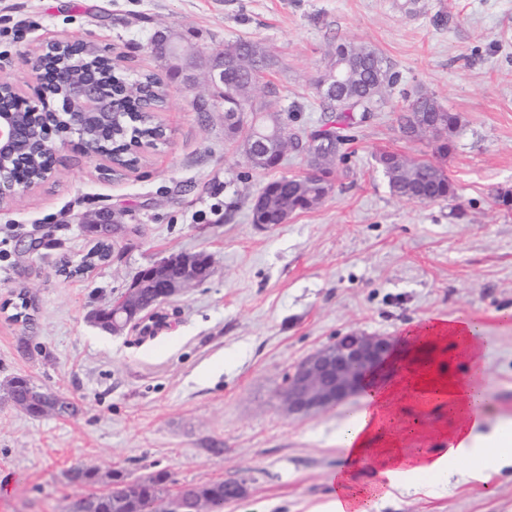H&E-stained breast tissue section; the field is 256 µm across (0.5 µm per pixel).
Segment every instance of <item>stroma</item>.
Wrapping results in <instances>:
<instances>
[{"instance_id":"35a3bbf8","label":"stroma","mask_w":512,"mask_h":512,"mask_svg":"<svg viewBox=\"0 0 512 512\" xmlns=\"http://www.w3.org/2000/svg\"><path fill=\"white\" fill-rule=\"evenodd\" d=\"M162 28L203 55L228 41L265 47L277 61L267 100L303 135L323 125L314 81L336 41L373 46L398 81L349 129L328 196L255 224L253 197L306 175L307 159L253 170L213 93L169 78L152 53ZM60 36L121 52L128 79H162L156 120L169 139L132 169L61 147L53 176L0 209V385L24 376L76 407L34 418L0 399V512H68L82 490L66 474L79 465L128 481L163 469L174 492L243 483L224 512H322L339 430L361 399L294 418L281 399L289 374L338 336L399 339L431 316L480 324L489 419L512 425V210L497 204L512 190V0H0V78L32 93L26 55ZM419 90L460 117L445 158L395 120ZM381 151L440 160L456 198L394 196ZM99 208L118 221L109 260L62 273L93 247L79 219ZM198 252L212 258L208 278L146 328L113 336L91 322L139 271ZM23 298L27 323L13 318ZM418 483L372 512H512V472L488 487L452 475L441 494Z\"/></svg>"}]
</instances>
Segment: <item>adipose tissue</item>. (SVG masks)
I'll return each mask as SVG.
<instances>
[{"instance_id": "1", "label": "adipose tissue", "mask_w": 512, "mask_h": 512, "mask_svg": "<svg viewBox=\"0 0 512 512\" xmlns=\"http://www.w3.org/2000/svg\"><path fill=\"white\" fill-rule=\"evenodd\" d=\"M481 328L475 322L432 317L409 333L408 351L417 371L411 377H386L366 382L363 406L339 433L342 463L331 476L335 490L324 512H367L371 497L394 489H409L420 476L442 482L450 469L467 465L469 480L488 485L505 468H512V436L502 428L484 433L489 409L484 388L441 367H434L429 352L450 344L456 356L480 364L484 347L477 342ZM410 401L418 408L432 403L446 406L451 425L439 434L404 427L397 407ZM369 464L378 480L359 482L354 464Z\"/></svg>"}]
</instances>
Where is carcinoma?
Wrapping results in <instances>:
<instances>
[{"instance_id":"1","label":"carcinoma","mask_w":512,"mask_h":512,"mask_svg":"<svg viewBox=\"0 0 512 512\" xmlns=\"http://www.w3.org/2000/svg\"><path fill=\"white\" fill-rule=\"evenodd\" d=\"M224 58V92L218 95L224 112L238 114L235 122L227 123L224 130L245 142L250 135L260 133L287 140L288 150L299 153L306 144L302 136L288 132L277 110L257 95L264 77L271 72L275 62L260 45L251 42L227 43ZM329 66L336 68V77L326 70L315 82V90L323 111L329 113V127L315 133L333 141L336 154L321 161L318 175L303 176L297 181L281 178L268 183L259 193L266 199L254 201L251 220L254 224H280L288 216L307 210L318 204L333 189V162L344 156L343 148L348 136L344 131L361 122L371 106L384 96L387 89L397 82L386 59L372 46L340 41L336 43ZM432 116L445 134L436 138L435 153L446 157L454 145V136L460 126L457 113L439 104L428 92L419 90L407 101L397 115L399 128L410 122L419 124ZM145 141L157 140V123L153 116L144 112L122 115L113 138L102 143V149L125 160L124 146L133 135ZM268 151L262 156L247 155L251 168L266 170L277 166L273 143H267ZM377 167L388 179L392 193L407 200L421 203L447 201L456 198V188L444 167L430 160H411L404 155L383 151L375 156ZM30 379L15 376L18 401L30 415L39 418L51 413L43 403L29 396ZM70 483L86 488L73 504L70 512H174L169 507V475L164 470L150 473L135 481L134 488L122 502L112 500V493L96 488L98 473L91 467H74L68 474ZM192 490L203 501V512H212L213 507L224 505L226 485L219 481L195 485Z\"/></svg>"}]
</instances>
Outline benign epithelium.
Returning <instances> with one entry per match:
<instances>
[{"label": "benign epithelium", "instance_id": "7a95c632", "mask_svg": "<svg viewBox=\"0 0 512 512\" xmlns=\"http://www.w3.org/2000/svg\"><path fill=\"white\" fill-rule=\"evenodd\" d=\"M93 42L71 37L56 38L40 45L29 60L31 73L38 82L35 95L25 97L18 86L0 80V206L36 188L54 171L58 145L77 136L87 156L108 159L95 150L90 132L100 137L112 133L118 114L127 111L123 92L132 83L117 76L120 55L110 54L109 71L103 75L87 64L85 48ZM154 52L180 70L205 65L206 84L212 89L224 86V50L207 57L173 39L170 32L158 33ZM65 86V93L52 97L45 92L50 86ZM40 147L50 157L40 179L16 178L11 174L19 148ZM85 228L98 239H111L113 218L110 212H96L81 218ZM210 267L203 254L172 255L140 271L127 289V302L112 306L109 318L103 310L94 312L95 323L109 324L116 335L132 323L141 321L140 314L179 295L183 288L199 282L201 272ZM152 295L143 296L147 283ZM397 342L390 336L351 331L339 336L305 357L288 377L282 401L288 413L303 416L334 408L361 391L362 383L388 373L395 364Z\"/></svg>", "mask_w": 512, "mask_h": 512}]
</instances>
